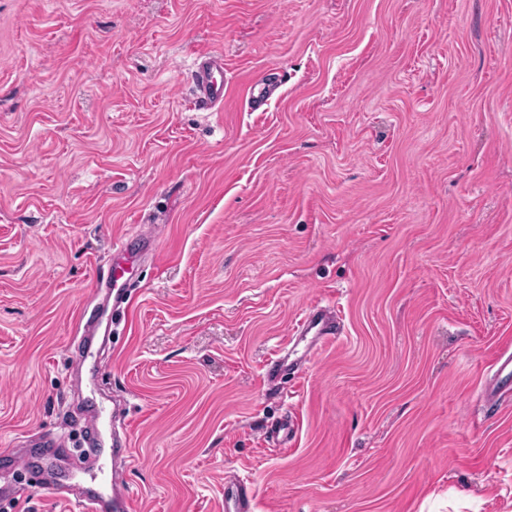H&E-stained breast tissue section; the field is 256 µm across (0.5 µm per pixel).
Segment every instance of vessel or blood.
I'll return each mask as SVG.
<instances>
[{"mask_svg": "<svg viewBox=\"0 0 512 512\" xmlns=\"http://www.w3.org/2000/svg\"><path fill=\"white\" fill-rule=\"evenodd\" d=\"M287 70L265 74L252 83L247 94L251 109H259L273 91L287 78ZM197 107L210 110L224 103V57L217 53L196 56L191 76ZM125 284L117 267H110L94 279L95 291L111 292L122 297ZM344 326L335 309L318 303L310 304L296 320L290 342L301 346L299 356H283L278 370L287 372L290 378L303 375L312 359L337 336ZM483 400L486 406L496 409L512 401V352L501 353L492 365V376ZM255 497L254 487L239 475L224 479V512H250ZM73 512H134L135 498L130 491L122 470L112 469L104 473L99 489L74 499Z\"/></svg>", "mask_w": 512, "mask_h": 512, "instance_id": "vessel-or-blood-1", "label": "vessel or blood"}]
</instances>
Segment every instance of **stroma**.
<instances>
[{
    "label": "stroma",
    "instance_id": "1",
    "mask_svg": "<svg viewBox=\"0 0 512 512\" xmlns=\"http://www.w3.org/2000/svg\"><path fill=\"white\" fill-rule=\"evenodd\" d=\"M111 263L134 297L76 396ZM314 300L346 331L270 389ZM509 347L512 0H0V452L50 481L14 476L19 512H65L77 412L115 399L139 512H224L228 470L254 512H512V405L481 396ZM195 105L211 110L224 103V56L217 53L198 54L191 76ZM288 71L279 69L274 73H267L258 81L252 83L247 94V103L251 109H259L269 98L273 91L287 79Z\"/></svg>",
    "mask_w": 512,
    "mask_h": 512
}]
</instances>
